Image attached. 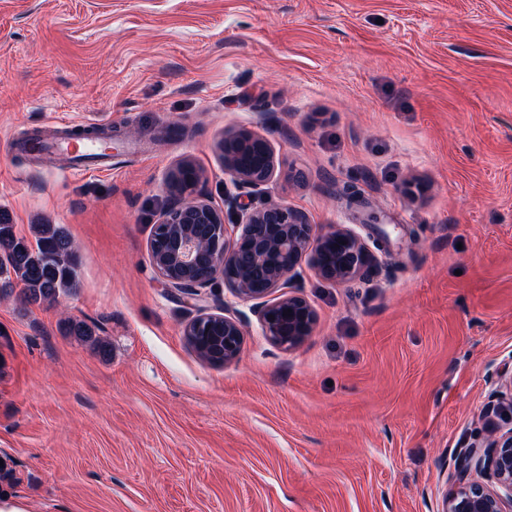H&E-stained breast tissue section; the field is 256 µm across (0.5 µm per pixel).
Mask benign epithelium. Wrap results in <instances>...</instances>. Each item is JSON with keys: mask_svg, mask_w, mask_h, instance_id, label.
Listing matches in <instances>:
<instances>
[{"mask_svg": "<svg viewBox=\"0 0 512 512\" xmlns=\"http://www.w3.org/2000/svg\"><path fill=\"white\" fill-rule=\"evenodd\" d=\"M222 151L224 171L237 188L254 192L276 174L270 141L252 131L224 136ZM200 182V171L190 162L167 178L173 202L159 221L167 247L150 244L155 271L168 285L188 293L224 279L232 294L254 302L263 335L272 344L288 351L296 348L314 329V310L300 295L275 300L269 295L305 262L325 280H353L367 262L364 244L340 226L316 235L304 216L286 205L253 207L226 194L224 201L241 215L236 224L240 233L232 236L224 217L201 199ZM204 325L215 335V343L198 346V355L214 365L236 360L245 335L240 318L228 311L213 314L201 309L185 335L194 336ZM505 386L508 393L496 398L494 407L511 418L512 377ZM455 470L457 482L445 493L441 512H512V428L491 438L477 437L458 449ZM474 470L485 480L473 478Z\"/></svg>", "mask_w": 512, "mask_h": 512, "instance_id": "1", "label": "benign epithelium"}]
</instances>
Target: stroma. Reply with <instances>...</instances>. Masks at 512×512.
Wrapping results in <instances>:
<instances>
[{
	"label": "stroma",
	"instance_id": "stroma-1",
	"mask_svg": "<svg viewBox=\"0 0 512 512\" xmlns=\"http://www.w3.org/2000/svg\"><path fill=\"white\" fill-rule=\"evenodd\" d=\"M51 118L140 155L73 173L22 153ZM267 137L255 205L365 244L284 351L223 280L164 283L149 248L183 161L227 226L225 135ZM353 185L361 205L340 199ZM0 214L63 225L78 286L0 294V498L27 512H440L452 456L512 427V0H0ZM237 360L189 344L199 309ZM82 322L100 354L70 335ZM204 326L211 329L215 335L213 345H200L192 336ZM185 335L191 339L192 346L198 355L207 362L220 365L236 360L242 349L244 324L235 314L224 311L223 314H213L200 309L199 313L189 322L185 329ZM195 346H194V344Z\"/></svg>",
	"mask_w": 512,
	"mask_h": 512
}]
</instances>
